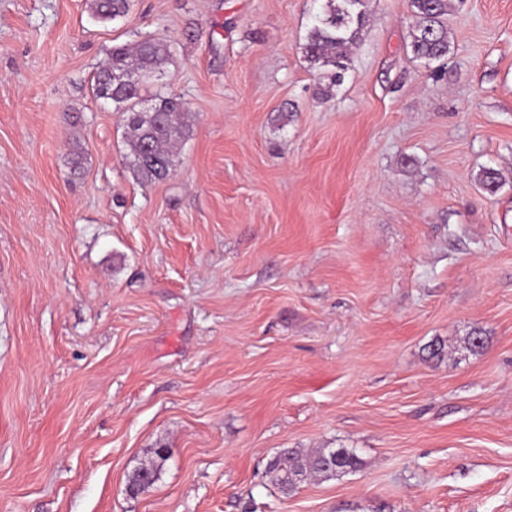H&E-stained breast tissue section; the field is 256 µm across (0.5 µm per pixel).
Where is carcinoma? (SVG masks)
Segmentation results:
<instances>
[{
    "label": "carcinoma",
    "mask_w": 512,
    "mask_h": 512,
    "mask_svg": "<svg viewBox=\"0 0 512 512\" xmlns=\"http://www.w3.org/2000/svg\"><path fill=\"white\" fill-rule=\"evenodd\" d=\"M320 7L303 44L305 59L319 70L325 81L322 95H333L351 64L353 46L369 21L367 0H319ZM411 12L412 57L429 65L441 62L450 52L446 19L454 9L453 0H409ZM129 0H96L95 14L102 20L123 16ZM170 46L147 39L132 45L112 48L106 63L94 77L92 92L98 99L112 101L123 109L127 147L125 161L133 178L152 182L167 177L175 166L174 149L190 134L184 120V109L173 97L155 94L152 104L143 106L148 86L164 74ZM135 72L143 79L128 83L123 75ZM483 190L494 193L503 183L502 173L494 168L480 172ZM166 456L157 453V460L136 468L129 477L128 490L136 495L158 479ZM364 465L354 448H319L304 454L284 448L269 462L272 484L288 496L309 476L335 479L360 470Z\"/></svg>",
    "instance_id": "obj_1"
}]
</instances>
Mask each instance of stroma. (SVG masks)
I'll use <instances>...</instances> for the list:
<instances>
[{
	"label": "stroma",
	"mask_w": 512,
	"mask_h": 512,
	"mask_svg": "<svg viewBox=\"0 0 512 512\" xmlns=\"http://www.w3.org/2000/svg\"><path fill=\"white\" fill-rule=\"evenodd\" d=\"M317 9L0 0V512H512V0H459L438 70L368 0L329 98ZM145 37L191 127L149 183L92 94ZM284 448L364 465L284 496ZM166 460V456L161 452H157V460L153 461L150 465L136 468L129 477V492L136 495L153 485L158 479L159 472Z\"/></svg>",
	"instance_id": "35a3bbf8"
}]
</instances>
